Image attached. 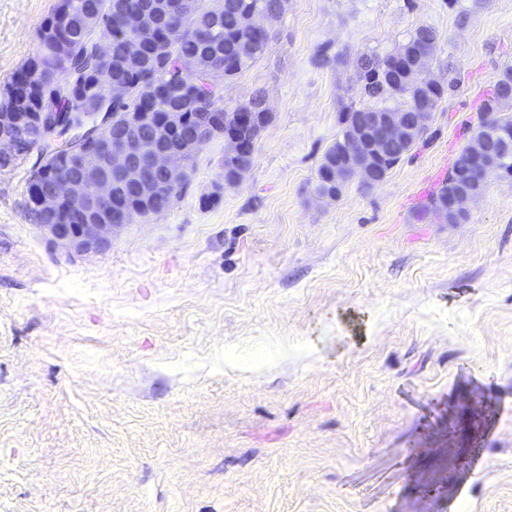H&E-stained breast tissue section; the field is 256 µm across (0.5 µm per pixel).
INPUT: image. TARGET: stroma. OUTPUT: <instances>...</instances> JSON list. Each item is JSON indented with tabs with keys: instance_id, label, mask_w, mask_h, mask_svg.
I'll use <instances>...</instances> for the list:
<instances>
[{
	"instance_id": "obj_1",
	"label": "stroma",
	"mask_w": 512,
	"mask_h": 512,
	"mask_svg": "<svg viewBox=\"0 0 512 512\" xmlns=\"http://www.w3.org/2000/svg\"><path fill=\"white\" fill-rule=\"evenodd\" d=\"M57 0H0V101ZM452 81L420 142L334 200L316 170L365 58L418 26ZM254 165L224 139L168 211L96 254L0 167V512H512V176L459 224L420 213L512 67V0H285Z\"/></svg>"
}]
</instances>
